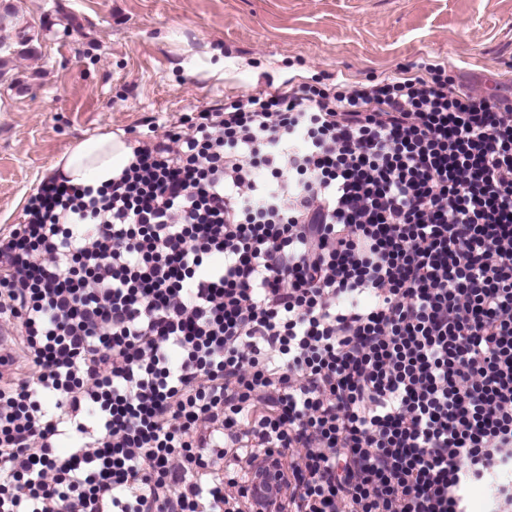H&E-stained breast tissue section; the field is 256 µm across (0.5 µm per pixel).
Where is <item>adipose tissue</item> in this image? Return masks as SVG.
<instances>
[{"label": "adipose tissue", "instance_id": "obj_1", "mask_svg": "<svg viewBox=\"0 0 512 512\" xmlns=\"http://www.w3.org/2000/svg\"><path fill=\"white\" fill-rule=\"evenodd\" d=\"M133 158V149L115 133L82 140L56 162L74 184L101 185L118 177Z\"/></svg>", "mask_w": 512, "mask_h": 512}]
</instances>
